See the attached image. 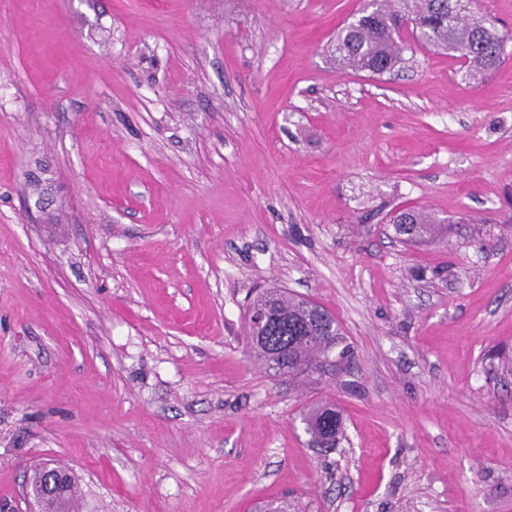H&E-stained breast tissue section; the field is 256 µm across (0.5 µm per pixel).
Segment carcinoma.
Here are the masks:
<instances>
[{"label":"carcinoma","instance_id":"1","mask_svg":"<svg viewBox=\"0 0 512 512\" xmlns=\"http://www.w3.org/2000/svg\"><path fill=\"white\" fill-rule=\"evenodd\" d=\"M474 0H373L335 39L336 61L343 70L380 74L403 63L408 40L461 58L464 78L478 81L504 63L512 34L500 31L473 9ZM399 233L411 239H434L443 229L422 208L395 214ZM275 312L277 321L261 331L252 355L274 374L293 375L326 356L340 336L335 317L318 304L269 292L257 297ZM302 421L311 443L335 447L343 435L339 414L331 406H316Z\"/></svg>","mask_w":512,"mask_h":512}]
</instances>
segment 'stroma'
<instances>
[{
    "label": "stroma",
    "instance_id": "stroma-1",
    "mask_svg": "<svg viewBox=\"0 0 512 512\" xmlns=\"http://www.w3.org/2000/svg\"><path fill=\"white\" fill-rule=\"evenodd\" d=\"M362 5L0 0V500L52 459L83 512H512V55L343 72ZM272 288L341 329L296 379L250 354ZM393 223L399 233L407 235L409 239H435L443 229V224H438L430 213L422 208L400 211L393 217ZM305 432L310 435L311 444L333 448L343 435L339 414L330 405H320L310 409L302 416Z\"/></svg>",
    "mask_w": 512,
    "mask_h": 512
}]
</instances>
